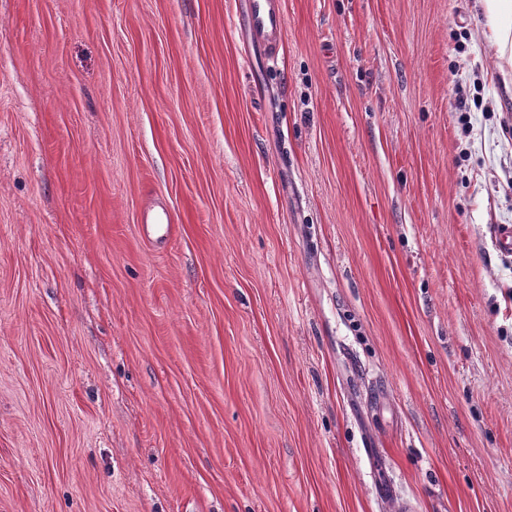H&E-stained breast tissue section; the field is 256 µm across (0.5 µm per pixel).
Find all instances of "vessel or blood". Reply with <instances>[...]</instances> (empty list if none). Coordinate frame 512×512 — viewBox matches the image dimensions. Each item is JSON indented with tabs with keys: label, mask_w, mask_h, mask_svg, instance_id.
Returning a JSON list of instances; mask_svg holds the SVG:
<instances>
[{
	"label": "vessel or blood",
	"mask_w": 512,
	"mask_h": 512,
	"mask_svg": "<svg viewBox=\"0 0 512 512\" xmlns=\"http://www.w3.org/2000/svg\"><path fill=\"white\" fill-rule=\"evenodd\" d=\"M241 25L253 52L273 59L284 39L285 20L281 0H244Z\"/></svg>",
	"instance_id": "obj_1"
}]
</instances>
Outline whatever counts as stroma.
<instances>
[{
  "label": "stroma",
  "mask_w": 512,
  "mask_h": 512,
  "mask_svg": "<svg viewBox=\"0 0 512 512\" xmlns=\"http://www.w3.org/2000/svg\"><path fill=\"white\" fill-rule=\"evenodd\" d=\"M239 3L0 0V512H512L481 0ZM240 25L245 29L252 53L250 63L258 53L265 59H274L284 39L285 20L281 0H244Z\"/></svg>",
  "instance_id": "obj_1"
}]
</instances>
